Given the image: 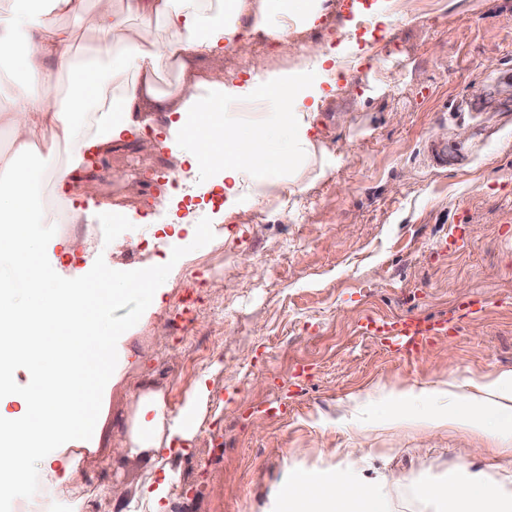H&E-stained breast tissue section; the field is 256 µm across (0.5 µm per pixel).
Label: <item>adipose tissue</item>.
<instances>
[{
    "instance_id": "ef3b65f1",
    "label": "adipose tissue",
    "mask_w": 512,
    "mask_h": 512,
    "mask_svg": "<svg viewBox=\"0 0 512 512\" xmlns=\"http://www.w3.org/2000/svg\"><path fill=\"white\" fill-rule=\"evenodd\" d=\"M75 13L95 36L88 61L74 55L76 33L58 21ZM330 16L328 0H95L89 12L82 11L81 0H14L13 24L0 27V56L12 58L29 80L17 85L11 105L0 109V126L12 140L11 151L0 152V257L11 261V287L32 295L14 301L0 296V381H7L10 400L20 406L10 413L0 405V486L39 497L41 488L31 483L33 457L42 459L54 488L73 486L78 456L68 445L90 433L99 440L109 437L101 405L76 404L75 387L93 383L88 359L120 339L116 333L92 334V314L125 295L121 288L109 294L87 288L76 270L49 278L38 248L27 239L29 225L41 220L34 199L48 176L23 166L22 158L41 145H73L71 160L49 177L60 191L76 185L87 152H107L126 133L143 130L135 118L139 104L157 98L174 116L163 144L182 164L177 176L185 195L221 186L228 216L244 202L294 195L302 191L305 173L317 179L325 174L310 131L319 100L336 84L338 63L328 44L309 42L303 56L295 48ZM154 22L164 27L163 41L142 32ZM260 42L272 54L255 55L246 82L210 72L194 89L177 85L157 92L163 68L185 70L227 50L253 53ZM101 60L112 66L106 83L97 68ZM58 72L67 73L76 92L65 107L30 88L49 83ZM256 126L278 132L279 141L262 147L252 133ZM183 262L181 254H167L162 264L143 265L127 281L143 286L148 307H156L162 293L154 281L163 272L178 275ZM48 354L67 371L44 386L38 378ZM208 395V380L200 378L173 412L162 393L140 392L125 453L147 454L153 467H161L164 452L193 436ZM379 408L388 410L396 426L429 434L460 427L512 435V372L383 387L353 405L368 424ZM366 456L365 449L348 448L334 470L292 469L274 512H396L392 491L399 487L410 489L420 512H512V492L504 489L505 481H512L510 471L501 480L464 466L444 469L431 481L394 471L371 478L365 474Z\"/></svg>"
}]
</instances>
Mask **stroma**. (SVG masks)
<instances>
[{"label": "stroma", "instance_id": "stroma-1", "mask_svg": "<svg viewBox=\"0 0 512 512\" xmlns=\"http://www.w3.org/2000/svg\"><path fill=\"white\" fill-rule=\"evenodd\" d=\"M387 8L363 0L339 13L349 22L332 36L344 56L339 91L321 101L312 129L325 178L288 214L275 198L239 210L216 225L219 243H169L190 260L156 280L154 310L129 294L95 315V329L126 330L127 361L103 372L99 389L113 443L127 436L136 391H162L175 411L206 375L209 403L190 445L163 471L87 437L76 488L38 500L0 489V512H72L85 494L92 512H125L146 482L165 480L182 493L164 512H268L292 464H333L345 448L369 449L370 471L433 480L483 447L479 469L502 475L497 437L451 429L426 440L386 412L369 427L350 409L382 386L512 371V0H400L408 20L385 38L377 18ZM473 100L480 110H468ZM142 116L144 133L87 155L75 198L48 183L37 194L36 211L57 220L31 225L29 239L51 273L95 270L97 287L112 289L159 255L146 224L223 207L222 190L190 199L161 183L177 162L149 140L167 114L154 102ZM433 144L467 165L431 166ZM75 203L89 223H69ZM105 205L115 217H101ZM69 235L88 239L70 259L50 244ZM408 316L437 328L412 355L367 329Z\"/></svg>", "mask_w": 512, "mask_h": 512}]
</instances>
